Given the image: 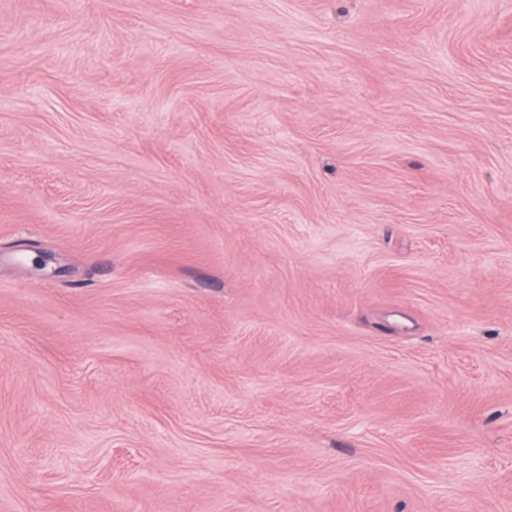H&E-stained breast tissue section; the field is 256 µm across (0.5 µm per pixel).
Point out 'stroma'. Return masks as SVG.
<instances>
[{"label":"stroma","mask_w":512,"mask_h":512,"mask_svg":"<svg viewBox=\"0 0 512 512\" xmlns=\"http://www.w3.org/2000/svg\"><path fill=\"white\" fill-rule=\"evenodd\" d=\"M0 512H512V0H0Z\"/></svg>","instance_id":"1"}]
</instances>
